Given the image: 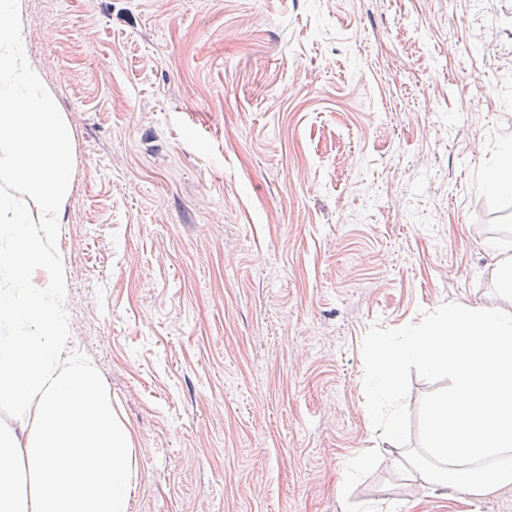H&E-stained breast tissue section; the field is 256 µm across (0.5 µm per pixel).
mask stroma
Returning a JSON list of instances; mask_svg holds the SVG:
<instances>
[{"label": "stroma", "mask_w": 512, "mask_h": 512, "mask_svg": "<svg viewBox=\"0 0 512 512\" xmlns=\"http://www.w3.org/2000/svg\"><path fill=\"white\" fill-rule=\"evenodd\" d=\"M69 131V344L129 512H512L375 432L362 342L512 313V0H23ZM490 188L502 192L512 193V147H507L501 157L497 168L489 175Z\"/></svg>", "instance_id": "obj_1"}]
</instances>
